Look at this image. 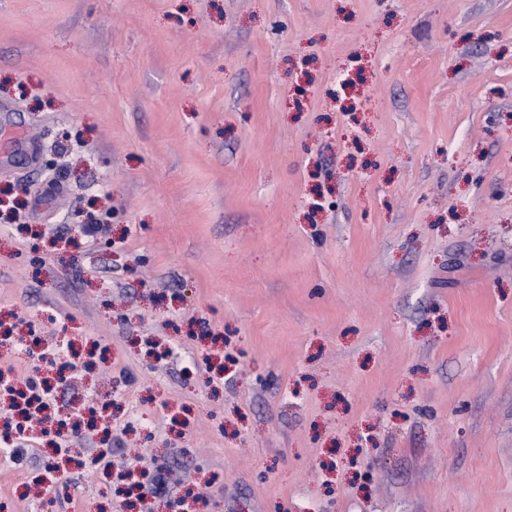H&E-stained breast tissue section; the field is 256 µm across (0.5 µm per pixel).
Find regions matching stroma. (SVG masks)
Returning a JSON list of instances; mask_svg holds the SVG:
<instances>
[{
	"mask_svg": "<svg viewBox=\"0 0 512 512\" xmlns=\"http://www.w3.org/2000/svg\"><path fill=\"white\" fill-rule=\"evenodd\" d=\"M1 197L0 512H512V0H0Z\"/></svg>",
	"mask_w": 512,
	"mask_h": 512,
	"instance_id": "stroma-1",
	"label": "stroma"
}]
</instances>
